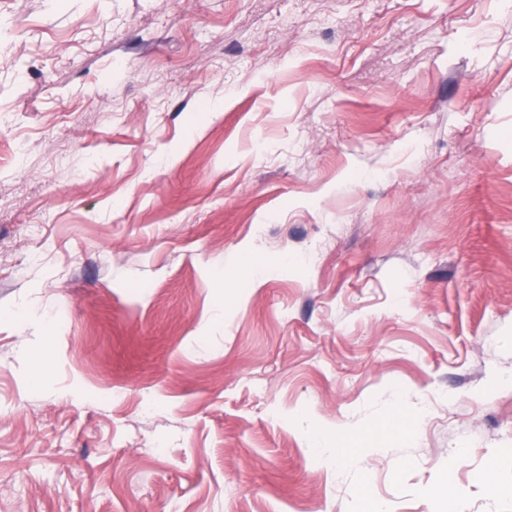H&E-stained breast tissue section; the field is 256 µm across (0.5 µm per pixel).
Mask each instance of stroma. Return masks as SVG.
<instances>
[{"instance_id":"stroma-1","label":"stroma","mask_w":512,"mask_h":512,"mask_svg":"<svg viewBox=\"0 0 512 512\" xmlns=\"http://www.w3.org/2000/svg\"><path fill=\"white\" fill-rule=\"evenodd\" d=\"M1 43L0 512H512V7L0 0Z\"/></svg>"}]
</instances>
